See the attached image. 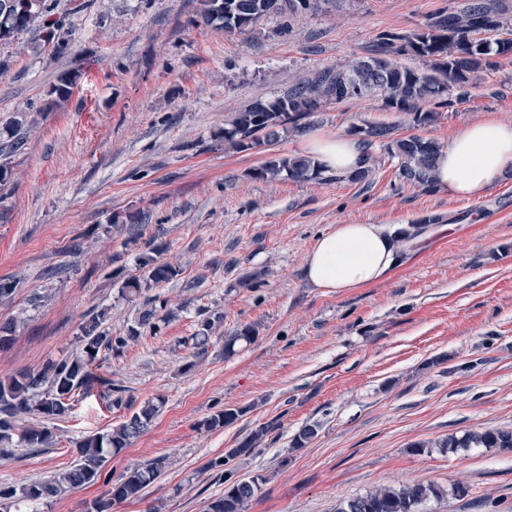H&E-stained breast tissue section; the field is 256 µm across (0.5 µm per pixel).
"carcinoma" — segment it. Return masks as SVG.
<instances>
[{"instance_id": "carcinoma-1", "label": "carcinoma", "mask_w": 512, "mask_h": 512, "mask_svg": "<svg viewBox=\"0 0 512 512\" xmlns=\"http://www.w3.org/2000/svg\"><path fill=\"white\" fill-rule=\"evenodd\" d=\"M197 22L216 26L227 33L253 32L266 17H296L314 14L329 0H200ZM57 0H0V42L23 34H34L59 53L66 49L72 30L56 17ZM414 56L425 61V68L416 70L402 66L397 58ZM512 60V13L506 3L489 4L485 0H468L456 11L439 10L419 27L406 32L383 31L372 45L369 56L349 66H338L299 77L288 93L270 101L254 102L234 114L224 125V143L246 151L279 137L288 130L305 128L304 120L331 103L353 99L380 98L395 112L412 116L416 126L436 121V108L448 104L450 96L462 99L469 94L473 80L480 72L498 64V59ZM78 74L65 72L51 93L57 98L69 96ZM26 119L14 121L7 138H0V154L14 152L23 142ZM365 152L359 165L347 179L365 182L373 170L370 149L381 144L388 156L397 160L401 180L425 189L436 187L434 172L442 146L432 138L418 135L397 137L395 126L369 124L360 129ZM322 168L309 156L269 158L254 169L251 177L269 180L285 177L306 181L320 177ZM161 248L138 257L142 275L126 279L120 287L122 296H145V293L177 277L180 269L158 258ZM151 304L140 325L152 330L166 319L162 314L166 302L159 296H145ZM160 306H155V302ZM107 312L91 310L81 326L80 350L72 358L49 363L37 374H21L0 381V446L41 448L51 432L46 427L16 428V418L38 413L50 420L65 414L70 397L79 389L90 390L94 383L107 380L91 371L101 349L121 352L129 341L138 337L130 330L127 336H113L102 329ZM255 329L245 326L224 342V354L235 351L239 342H250ZM162 401H148L125 422L105 433L89 435L78 442L80 460L69 470L50 481L32 482L15 487L0 485V507L13 502L36 503L47 499L64 486L79 487L97 480L109 458L127 447L139 436L159 412ZM243 414L241 408H224L208 417L203 426L208 430L234 423ZM276 428L267 423L250 431L235 447L224 452V459L208 463L211 469H223L224 494L210 501L208 512H242L245 503L260 489L265 479L256 475L248 480H235L233 461L261 447ZM507 448L512 449V431H474L463 437L449 436L439 442L440 448ZM162 461L136 465L112 483L110 498L98 499L88 512H110L112 503L139 496L161 475ZM443 496L433 485L386 488L346 502L340 512H419L426 500Z\"/></svg>"}]
</instances>
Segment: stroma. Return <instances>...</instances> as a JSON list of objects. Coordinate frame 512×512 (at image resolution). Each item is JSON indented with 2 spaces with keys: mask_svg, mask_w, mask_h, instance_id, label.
Listing matches in <instances>:
<instances>
[{
  "mask_svg": "<svg viewBox=\"0 0 512 512\" xmlns=\"http://www.w3.org/2000/svg\"><path fill=\"white\" fill-rule=\"evenodd\" d=\"M464 2L336 0L238 35L195 26L200 0H59L73 27L64 54L33 51L26 37L0 45V126L23 112L35 118L23 145L0 156V279L14 286L0 299V325L14 326L0 343V380L75 353L90 308L109 309L112 335L139 327L143 299L119 288L152 246L182 270L157 289L171 320L102 352L96 372L111 389L77 391L48 421L46 446L0 456V484L51 479L77 463L83 437L159 396L161 411L101 480L38 512H86L109 478L155 459L161 476L112 512H206L224 492L209 461L270 421L277 427L260 450L234 463L236 478H267L244 512H337L356 496L417 483L445 492L420 512H512V450L440 445L512 430V166L470 199L401 182L378 148L360 184L248 176L268 157L304 155L310 132L349 137L386 123L445 144L474 121L512 123V63L480 73L469 96L419 129L362 99L324 106L307 132L252 150L223 139L234 112L283 95L302 74L367 57L382 31L413 30ZM67 70L81 77L59 101L51 89ZM339 224L415 236L396 242L398 263L372 284L311 287L307 255ZM246 274L255 287L239 286ZM207 319L200 353L194 336ZM246 326L251 343L225 355V338ZM225 407L243 414L205 430ZM309 424L317 437L291 449Z\"/></svg>",
  "mask_w": 512,
  "mask_h": 512,
  "instance_id": "35a3bbf8",
  "label": "stroma"
}]
</instances>
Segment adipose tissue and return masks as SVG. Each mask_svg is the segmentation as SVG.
<instances>
[{
    "label": "adipose tissue",
    "instance_id": "1",
    "mask_svg": "<svg viewBox=\"0 0 512 512\" xmlns=\"http://www.w3.org/2000/svg\"><path fill=\"white\" fill-rule=\"evenodd\" d=\"M306 151L323 169L353 170L362 154L348 137L313 134ZM512 166V123L476 121L461 129L442 149L437 181L449 194L475 197ZM394 244L377 224H340L317 238L306 263L308 283L329 292L359 288L383 277L396 264Z\"/></svg>",
    "mask_w": 512,
    "mask_h": 512
}]
</instances>
